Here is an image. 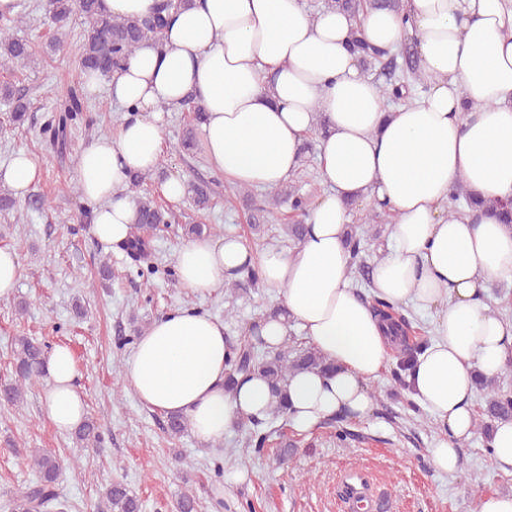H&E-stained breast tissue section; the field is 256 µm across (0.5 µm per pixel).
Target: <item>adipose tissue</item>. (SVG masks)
<instances>
[{"label":"adipose tissue","mask_w":512,"mask_h":512,"mask_svg":"<svg viewBox=\"0 0 512 512\" xmlns=\"http://www.w3.org/2000/svg\"><path fill=\"white\" fill-rule=\"evenodd\" d=\"M403 3V15L371 10L359 21L332 9L311 15L302 0H194L172 9L161 44L144 42L108 77L87 76L90 92L107 86L126 115L116 133L81 151L77 185L92 234L118 243L136 222L131 174L160 166L165 108L188 97L203 107L208 161L241 187L286 182L325 117L317 149L330 191L310 206L304 239L257 260L237 237L194 240L175 256L179 286L206 291L257 264L283 313L258 320L250 338L279 350L294 321L334 365L289 376L291 427L305 433L338 413L365 418L375 405L370 384L399 338L351 286L347 203H386L396 222L371 286L433 316L434 336L407 382L442 433L432 463L451 473L459 446L476 433V373L497 377L512 358V321L485 301L492 281L512 280V227L448 208L461 187L486 201L512 199V0ZM356 29L391 50L414 37L423 85L416 98L385 111L379 84L346 47ZM227 354L222 321L180 309L141 333L124 377L144 406L186 417L207 446L276 403L260 374L227 385ZM44 374L47 419L60 431L75 428L86 403L73 352L50 350Z\"/></svg>","instance_id":"ef3b65f1"}]
</instances>
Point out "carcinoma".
Listing matches in <instances>:
<instances>
[{
	"label": "carcinoma",
	"mask_w": 512,
	"mask_h": 512,
	"mask_svg": "<svg viewBox=\"0 0 512 512\" xmlns=\"http://www.w3.org/2000/svg\"><path fill=\"white\" fill-rule=\"evenodd\" d=\"M402 7L403 0H327V8L346 12L356 19L371 9L384 8L398 14ZM168 8L169 5L163 3L148 17L119 18L112 16L103 8L102 0H48L46 5V11L56 26L57 36L54 42L59 46L63 44V36L66 35V29L73 19L79 17L83 20L81 68L85 72L97 71L102 75L120 68L140 43L161 40L166 24L165 11ZM26 17L27 11L24 9L16 12L11 7L5 12H0V21L4 22V26L0 28V64L3 66L22 68L33 55L31 43L12 33V27L24 23ZM352 46L365 61L385 60V68L389 69V81L382 86L384 95H390L397 100L406 98V85L401 83V79L407 76L418 79L416 60L411 50L405 51L403 64L399 65L390 52L372 47L360 36L358 30L353 33ZM0 99L11 105L7 119L14 125L23 122L26 113L39 111L33 99L16 93L14 87L7 82L0 84ZM86 112L88 108L83 90L76 86L69 88L65 101L47 119L43 128L46 140L56 152L61 153L65 150L68 131L72 127L83 122L90 123L86 118ZM191 191L193 202L198 209L209 208L211 193L207 183H194L191 185ZM261 196L263 202L273 206L287 199L291 202L293 210L303 214L309 207V199L295 195L292 189L271 188L261 193ZM462 201L471 208L481 206L497 210L502 223L512 226V207L509 204L486 202L460 188L451 197V204L457 206ZM135 202L137 222L131 228L128 238L120 242V247L133 261L139 263L140 275L151 277L159 272V268L153 261L150 243L142 234V230L165 223V215L153 197L147 194L136 196ZM347 244L350 263L358 265L359 272H365V268L368 267L366 239L350 232ZM372 308L384 318L396 313L394 304L378 297L373 298ZM398 318L402 325L410 324V320L404 314H398ZM418 352L419 349L410 346L401 350L397 364L391 371V379L396 385L407 388L406 377ZM45 354L46 347L41 343L25 336L17 338L13 351L16 379L12 383L0 386V405L14 406L21 401L26 385L41 375ZM228 367V382H234L235 377L239 375L258 372L268 380L275 393L279 394V401L271 415L266 419L252 421L245 436V447L257 452L280 431L279 422L288 420V405L283 396L288 374L297 371L325 373L333 369V365L311 347L293 349L285 346L279 351L261 352L247 340L230 352ZM475 385L487 396L482 410V416L486 417V421L482 422V427L488 434L490 422L512 418V392L501 389L495 380L481 374L476 375ZM98 438L99 426L89 418L75 431V439L81 444L94 443ZM32 460L39 471V479L13 498L11 512H50L54 508L63 507L65 500L59 487V458L51 451L38 450L32 455ZM105 498L110 512H141L139 500L120 482L106 488Z\"/></svg>",
	"instance_id": "obj_1"
}]
</instances>
